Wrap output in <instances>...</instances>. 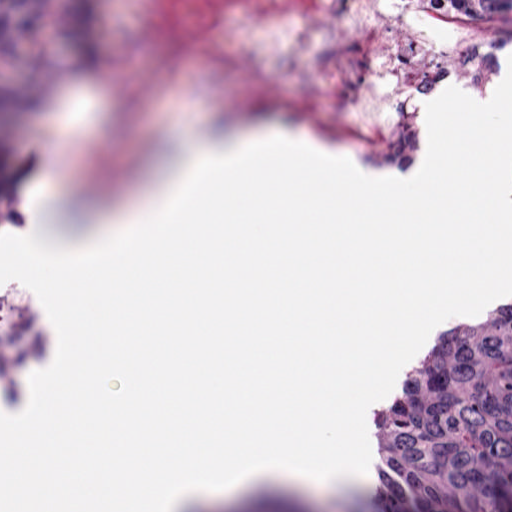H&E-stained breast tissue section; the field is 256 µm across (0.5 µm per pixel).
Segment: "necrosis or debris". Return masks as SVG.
Instances as JSON below:
<instances>
[{"instance_id": "necrosis-or-debris-1", "label": "necrosis or debris", "mask_w": 512, "mask_h": 512, "mask_svg": "<svg viewBox=\"0 0 512 512\" xmlns=\"http://www.w3.org/2000/svg\"><path fill=\"white\" fill-rule=\"evenodd\" d=\"M382 4L383 0H335L339 22L363 32L362 41L337 50L331 70L339 97L358 112L397 111L402 93L410 99L432 98L439 82L420 67L421 56L432 48L448 51L484 26L479 19L449 15L447 9L434 7L431 0H404L394 21L417 30L419 39L405 55L382 60L369 50L384 37L383 30L370 23L371 18L381 15Z\"/></svg>"}]
</instances>
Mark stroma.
I'll return each mask as SVG.
<instances>
[{
	"mask_svg": "<svg viewBox=\"0 0 512 512\" xmlns=\"http://www.w3.org/2000/svg\"><path fill=\"white\" fill-rule=\"evenodd\" d=\"M195 0H181L176 18L151 0H48L47 21L57 42L45 58L19 51L8 76L17 102L0 138V233L25 234L35 187L54 175L66 191L61 232L83 236L111 207L133 208L174 174L182 139L247 138L296 129L358 169L385 173L381 156L396 141L404 118L386 112L384 135L362 139V113L340 107L329 74L327 46L357 38L328 10L297 11L254 19L247 9L225 14L209 40L188 45ZM125 83L113 96L102 74L105 58ZM152 90L143 94L141 81ZM89 103L95 120L81 125L84 139L111 144L108 159L76 151L67 138L50 140L47 104L61 98ZM96 183L106 192L93 191ZM36 295L16 281L0 285V407L23 410L28 376L53 360L57 340ZM378 463L367 476L316 482L274 471L260 486H235L192 499L186 512H374Z\"/></svg>",
	"mask_w": 512,
	"mask_h": 512,
	"instance_id": "35a3bbf8",
	"label": "stroma"
}]
</instances>
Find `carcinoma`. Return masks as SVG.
I'll return each instance as SVG.
<instances>
[{"instance_id": "1", "label": "carcinoma", "mask_w": 512, "mask_h": 512, "mask_svg": "<svg viewBox=\"0 0 512 512\" xmlns=\"http://www.w3.org/2000/svg\"><path fill=\"white\" fill-rule=\"evenodd\" d=\"M458 12L512 21V0H447ZM41 14L30 0H0V66L24 45L44 55ZM493 39L457 66L480 85L495 73ZM417 148L405 128L386 160L403 165ZM383 464L378 512H512V303L461 320L411 366L401 394L373 414Z\"/></svg>"}]
</instances>
